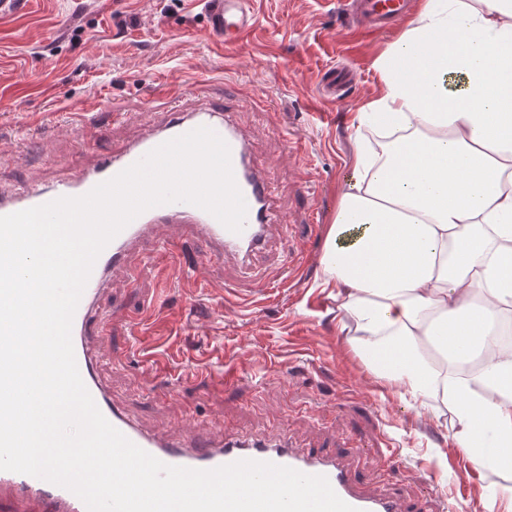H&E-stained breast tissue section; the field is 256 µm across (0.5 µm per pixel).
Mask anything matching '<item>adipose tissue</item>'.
I'll return each instance as SVG.
<instances>
[{
	"mask_svg": "<svg viewBox=\"0 0 512 512\" xmlns=\"http://www.w3.org/2000/svg\"><path fill=\"white\" fill-rule=\"evenodd\" d=\"M374 68L354 121L399 136L359 146L323 284L377 378L452 409L474 464L512 466V345L459 366L490 321H512V0H424Z\"/></svg>",
	"mask_w": 512,
	"mask_h": 512,
	"instance_id": "1",
	"label": "adipose tissue"
}]
</instances>
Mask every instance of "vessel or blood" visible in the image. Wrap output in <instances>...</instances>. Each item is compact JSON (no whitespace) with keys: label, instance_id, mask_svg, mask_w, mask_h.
Listing matches in <instances>:
<instances>
[{"label":"vessel or blood","instance_id":"vessel-or-blood-1","mask_svg":"<svg viewBox=\"0 0 512 512\" xmlns=\"http://www.w3.org/2000/svg\"><path fill=\"white\" fill-rule=\"evenodd\" d=\"M408 0H360L356 14L370 24L404 16ZM255 25L248 0H209L207 30L230 47L241 43ZM213 130L229 146L236 184L247 205L242 232L227 230L205 210L186 203H171L146 210L128 224L97 258L72 321V344L84 385L108 422L138 447L161 462L193 469H212L239 460L272 462L311 475L326 476L335 493L356 512H405L394 495L361 490L341 457L315 448H300L284 434L200 435L191 431L180 438L161 430L143 428L123 407L113 403L99 376L100 345L109 340L99 300L111 277L129 272L128 260L144 241L168 246L171 239L191 238L203 246L207 263L236 265L250 274V260L267 246L276 220L275 203L264 170L253 159L252 141L237 122L234 110L206 103L192 110L165 113L162 120L144 128L124 150L93 159L73 168L55 184H30L11 192L0 190V215L39 206L60 197L87 194L133 165L152 149L196 128ZM45 506L47 512H86L82 500L71 491L43 479L0 471V501Z\"/></svg>","mask_w":512,"mask_h":512}]
</instances>
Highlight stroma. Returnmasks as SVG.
Returning <instances> with one entry per match:
<instances>
[{
  "label": "stroma",
  "instance_id": "obj_1",
  "mask_svg": "<svg viewBox=\"0 0 512 512\" xmlns=\"http://www.w3.org/2000/svg\"><path fill=\"white\" fill-rule=\"evenodd\" d=\"M251 2L258 27L230 51L209 35L203 0H23L0 14V188L48 185L120 150L160 118L161 86L253 98L238 117L280 210L270 248L252 262L268 288L220 264L179 277L201 247L143 243L102 299L112 361L101 375L113 400L175 436L289 435L344 457L362 487L399 494L409 512H487L490 493L512 488V469L472 468L453 446V415L433 420L373 378L322 285L338 198L371 134L353 118L376 96L375 59L409 22L369 33L346 26L337 0ZM340 71L352 89L338 98L323 79ZM296 141L302 150L288 151ZM142 348L162 369L139 361ZM228 359L241 364L230 386L220 381ZM433 485L442 498L429 496Z\"/></svg>",
  "mask_w": 512,
  "mask_h": 512
}]
</instances>
